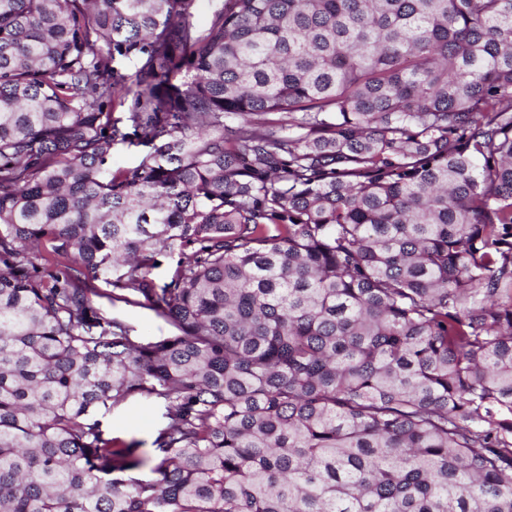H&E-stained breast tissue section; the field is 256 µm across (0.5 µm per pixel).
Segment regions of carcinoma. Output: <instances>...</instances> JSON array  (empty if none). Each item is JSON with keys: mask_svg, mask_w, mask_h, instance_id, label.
Here are the masks:
<instances>
[{"mask_svg": "<svg viewBox=\"0 0 512 512\" xmlns=\"http://www.w3.org/2000/svg\"><path fill=\"white\" fill-rule=\"evenodd\" d=\"M195 2L0 0V512H512V0ZM128 298L141 304L115 302L114 305L106 297H93L94 301L103 307L111 316L117 317L134 329V334L147 340H155L167 336L170 326L164 318L159 317L145 305L144 299L126 294ZM163 405L152 398H139L112 415L99 417L105 437H118L127 442L143 441V450H150L151 443L164 422Z\"/></svg>", "mask_w": 512, "mask_h": 512, "instance_id": "cac0c4a2", "label": "carcinoma"}]
</instances>
